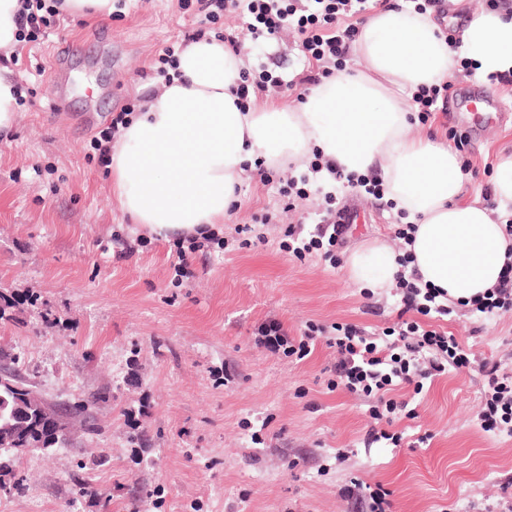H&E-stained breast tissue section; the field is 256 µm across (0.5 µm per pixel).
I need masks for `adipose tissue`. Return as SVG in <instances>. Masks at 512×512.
<instances>
[{"label":"adipose tissue","mask_w":512,"mask_h":512,"mask_svg":"<svg viewBox=\"0 0 512 512\" xmlns=\"http://www.w3.org/2000/svg\"><path fill=\"white\" fill-rule=\"evenodd\" d=\"M22 0H0V134L17 122L20 88L10 61L20 46ZM468 62L473 78L512 72V13L477 9L451 49L431 14L406 0L361 26L352 66L311 88L296 105L240 111L234 87L245 63L203 36L179 55L178 74L121 128L107 170L120 209L158 236L220 224L248 163L286 170L310 151L347 173L379 166L385 199L415 227L406 249L422 282L461 300L494 287L512 260V154L493 178L495 207L463 201V172L447 143L413 137L412 94ZM398 254L376 239L347 259L352 281L391 287Z\"/></svg>","instance_id":"obj_1"}]
</instances>
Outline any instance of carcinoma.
I'll list each match as a JSON object with an SVG mask.
<instances>
[{
	"instance_id": "cac0c4a2",
	"label": "carcinoma",
	"mask_w": 512,
	"mask_h": 512,
	"mask_svg": "<svg viewBox=\"0 0 512 512\" xmlns=\"http://www.w3.org/2000/svg\"><path fill=\"white\" fill-rule=\"evenodd\" d=\"M13 382L0 387V442L8 448H51L66 441L65 423L16 370L0 367Z\"/></svg>"
}]
</instances>
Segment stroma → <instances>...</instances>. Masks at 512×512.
I'll return each instance as SVG.
<instances>
[{
    "mask_svg": "<svg viewBox=\"0 0 512 512\" xmlns=\"http://www.w3.org/2000/svg\"><path fill=\"white\" fill-rule=\"evenodd\" d=\"M196 9L127 0L108 19L62 14L11 62L22 96L0 138V353L18 359L49 405H94L89 429L66 447L15 455L0 475V512H358L344 496L356 482L389 489L394 512H512V436L480 429L477 368L437 377L415 418L395 422L429 433L427 447L368 448L369 400L327 388L332 350L296 363L256 342L271 321L292 335L309 321L376 334L392 325L396 288L361 287L345 266L360 245L395 240L402 219L390 205L339 189L356 215L339 264L299 260L285 234L313 230L323 200L286 209L279 182L250 169L218 227L223 246L194 254L186 278L174 271L177 235H153L119 208L93 143L113 115L143 109L160 88L158 52L196 32ZM243 27L232 14L207 31L239 41L251 75L305 76L295 29L257 47L242 44ZM92 32L102 44L70 59L50 90L57 46ZM55 94L68 111H52ZM505 153L512 124L484 127L468 149L464 199L491 185ZM265 213L263 242L244 245L237 227ZM448 307L444 329L512 375V316L485 323L457 301Z\"/></svg>",
    "mask_w": 512,
    "mask_h": 512,
    "instance_id": "1",
    "label": "stroma"
}]
</instances>
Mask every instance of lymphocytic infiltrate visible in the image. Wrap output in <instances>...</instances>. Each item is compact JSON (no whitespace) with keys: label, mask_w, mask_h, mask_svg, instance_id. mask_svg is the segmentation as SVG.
Instances as JSON below:
<instances>
[{"label":"lymphocytic infiltrate","mask_w":512,"mask_h":512,"mask_svg":"<svg viewBox=\"0 0 512 512\" xmlns=\"http://www.w3.org/2000/svg\"><path fill=\"white\" fill-rule=\"evenodd\" d=\"M385 0H309L308 13L298 14L294 0H198L199 22H217L225 14L247 11V29L252 39L273 38L288 28H295L301 39L302 52L312 63L343 66L354 41L356 25L363 14L384 4ZM59 0H24L20 20L21 40L34 42L43 36L50 19L59 15ZM332 179L310 186L306 177L283 178L280 193L288 204L305 199L309 193L322 195L326 207L319 213L316 232L303 236L289 230L287 249L297 258L322 252L326 260L336 258L337 246L343 245L347 227L338 223L334 204L336 184L345 181L348 189L381 196V180L363 175H342L332 171ZM397 322L388 337L376 338L354 324L326 327L307 324L300 337L290 336L281 323L272 321L261 327L258 343L273 353L304 359L318 342L336 351L338 362L332 367L329 389L341 388L353 394L374 398L369 408L373 425L364 439L365 446L386 440L400 444L402 437L389 432L394 419L409 403L396 400L397 389L409 386L421 393L426 381L478 364L486 380L484 402L477 415L481 428L488 433L512 434V379L500 375L496 363L474 362L454 336L437 327L424 326V318L449 315L448 296L442 290L421 285L418 278L399 275ZM474 311L491 320L512 314V262L502 269L494 288L471 298Z\"/></svg>","instance_id":"lymphocytic-infiltrate-1"}]
</instances>
